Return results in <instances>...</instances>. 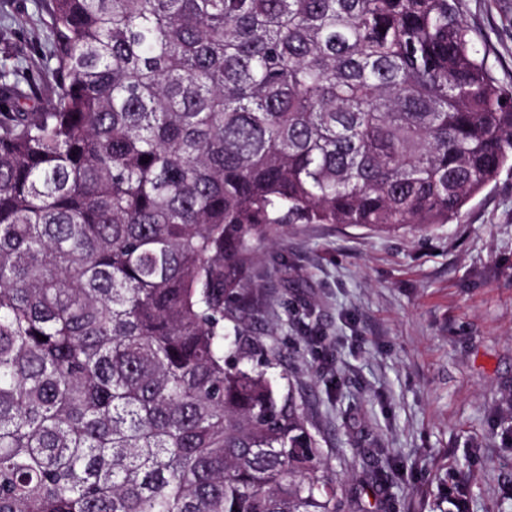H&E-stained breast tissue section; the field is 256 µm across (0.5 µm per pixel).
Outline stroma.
I'll return each mask as SVG.
<instances>
[{
    "label": "stroma",
    "instance_id": "35a3bbf8",
    "mask_svg": "<svg viewBox=\"0 0 512 512\" xmlns=\"http://www.w3.org/2000/svg\"><path fill=\"white\" fill-rule=\"evenodd\" d=\"M459 3L512 85V0ZM48 7L0 0V73L41 81ZM250 283L346 512H512V171L424 233L286 225Z\"/></svg>",
    "mask_w": 512,
    "mask_h": 512
}]
</instances>
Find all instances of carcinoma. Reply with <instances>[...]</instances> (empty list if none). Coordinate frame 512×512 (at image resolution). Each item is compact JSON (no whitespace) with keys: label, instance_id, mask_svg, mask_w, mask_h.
<instances>
[{"label":"carcinoma","instance_id":"cac0c4a2","mask_svg":"<svg viewBox=\"0 0 512 512\" xmlns=\"http://www.w3.org/2000/svg\"><path fill=\"white\" fill-rule=\"evenodd\" d=\"M49 15L47 101L0 80V512H344L251 243L450 223L512 168V88L458 0Z\"/></svg>","mask_w":512,"mask_h":512}]
</instances>
